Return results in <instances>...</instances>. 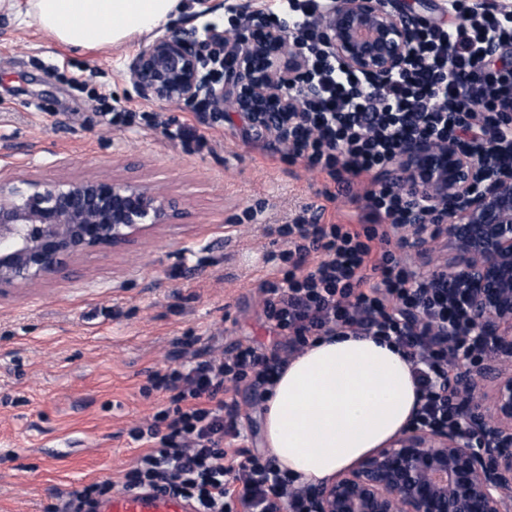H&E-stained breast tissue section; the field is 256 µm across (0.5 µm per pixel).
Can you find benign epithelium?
<instances>
[{
  "instance_id": "7a95c632",
  "label": "benign epithelium",
  "mask_w": 512,
  "mask_h": 512,
  "mask_svg": "<svg viewBox=\"0 0 512 512\" xmlns=\"http://www.w3.org/2000/svg\"><path fill=\"white\" fill-rule=\"evenodd\" d=\"M417 22L394 0H326L321 36L344 66L379 86L402 68ZM234 57L227 82L210 84L200 63ZM293 29L271 26L265 8L242 30H186L142 42L129 64L146 99L270 122L301 112L288 94L307 68ZM434 203L448 255L442 270L460 289L483 353L458 372L471 434L404 430L331 481L306 490L311 512H512V159L473 156L448 140L401 144L386 182L404 179ZM180 198L138 176L19 175L0 178V297L67 274L82 258L127 250L184 218Z\"/></svg>"
}]
</instances>
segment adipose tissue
<instances>
[{
  "mask_svg": "<svg viewBox=\"0 0 512 512\" xmlns=\"http://www.w3.org/2000/svg\"><path fill=\"white\" fill-rule=\"evenodd\" d=\"M181 0H27L26 17L73 48L116 47L165 26ZM411 367L384 339L330 336L291 359L264 402L267 448L316 484L405 430L418 405Z\"/></svg>",
  "mask_w": 512,
  "mask_h": 512,
  "instance_id": "ef3b65f1",
  "label": "adipose tissue"
}]
</instances>
